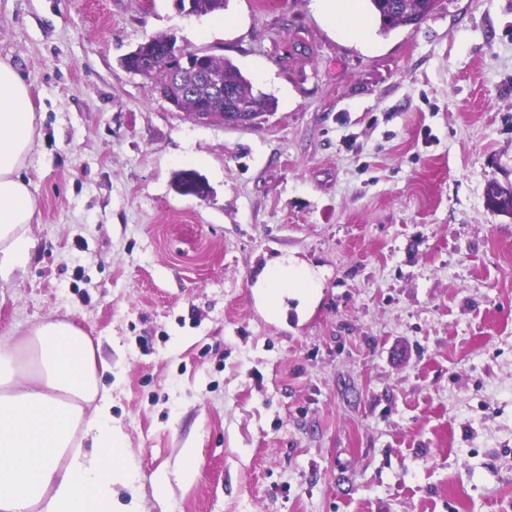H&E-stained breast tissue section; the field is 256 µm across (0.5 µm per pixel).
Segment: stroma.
<instances>
[{
  "label": "stroma",
  "instance_id": "35a3bbf8",
  "mask_svg": "<svg viewBox=\"0 0 512 512\" xmlns=\"http://www.w3.org/2000/svg\"><path fill=\"white\" fill-rule=\"evenodd\" d=\"M159 35L275 111L175 110L120 65ZM0 60L40 132L0 339L91 336L144 512H512V217L485 198L512 184V0L362 42L315 0H0ZM283 257L318 288L274 320L257 281Z\"/></svg>",
  "mask_w": 512,
  "mask_h": 512
}]
</instances>
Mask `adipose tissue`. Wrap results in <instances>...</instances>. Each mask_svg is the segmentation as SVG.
<instances>
[{"mask_svg":"<svg viewBox=\"0 0 512 512\" xmlns=\"http://www.w3.org/2000/svg\"><path fill=\"white\" fill-rule=\"evenodd\" d=\"M343 35L366 24L356 0H318ZM30 91L0 61V280L26 261L36 201L21 171L37 131ZM314 273L282 258L259 277L277 297L306 300ZM125 436L101 394L90 336L63 320L33 326L22 344L0 340V512H143ZM125 488L128 499L117 490Z\"/></svg>","mask_w":512,"mask_h":512,"instance_id":"adipose-tissue-1","label":"adipose tissue"}]
</instances>
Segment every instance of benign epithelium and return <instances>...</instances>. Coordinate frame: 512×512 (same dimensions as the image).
<instances>
[{
	"label": "benign epithelium",
	"mask_w": 512,
	"mask_h": 512,
	"mask_svg": "<svg viewBox=\"0 0 512 512\" xmlns=\"http://www.w3.org/2000/svg\"><path fill=\"white\" fill-rule=\"evenodd\" d=\"M143 58V46L139 45L129 52L121 61L122 67L138 75H145L148 71L146 63L138 67L130 66V62ZM191 81L182 77L167 80L159 84V94L172 107L181 109L185 99V87L188 85L201 88L207 97V103L197 112L193 118L208 122L224 124L228 121L252 122L261 116L254 111L253 105L247 99L239 97L233 92H224V73L196 68L191 73Z\"/></svg>",
	"instance_id": "7a95c632"
}]
</instances>
